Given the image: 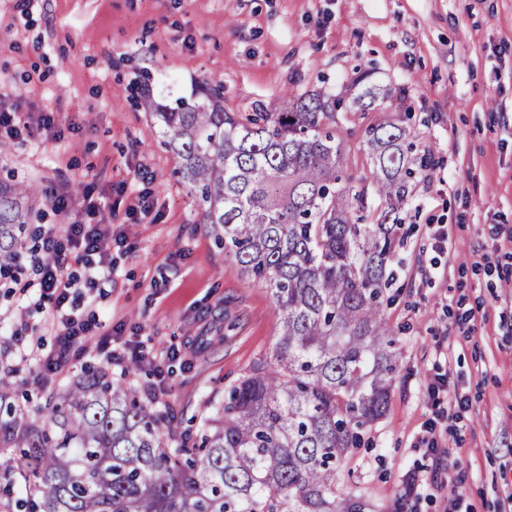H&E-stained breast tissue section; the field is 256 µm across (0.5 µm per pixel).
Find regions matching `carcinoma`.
I'll return each mask as SVG.
<instances>
[{
    "instance_id": "cac0c4a2",
    "label": "carcinoma",
    "mask_w": 512,
    "mask_h": 512,
    "mask_svg": "<svg viewBox=\"0 0 512 512\" xmlns=\"http://www.w3.org/2000/svg\"><path fill=\"white\" fill-rule=\"evenodd\" d=\"M366 79L349 102L302 94L282 110L227 112L222 86L207 81L167 106L145 100L203 223L271 291L281 315L274 366L257 364L195 438L174 446L171 420L103 369L51 393L42 424L7 406L0 446L18 452L0 478L12 512H366L364 494L336 496V479L389 404L396 214L415 171L434 167L429 150L409 155L406 127L379 117L363 131L370 176L348 172L338 112L392 111L389 90ZM370 190L389 201L373 222ZM35 195L0 185L4 279L17 272Z\"/></svg>"
}]
</instances>
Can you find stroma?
Listing matches in <instances>:
<instances>
[{
    "instance_id": "1",
    "label": "stroma",
    "mask_w": 512,
    "mask_h": 512,
    "mask_svg": "<svg viewBox=\"0 0 512 512\" xmlns=\"http://www.w3.org/2000/svg\"><path fill=\"white\" fill-rule=\"evenodd\" d=\"M406 88L405 118L435 166L417 178L399 216L396 298L385 315L399 372L369 447L341 464L337 494L363 488L370 512H512V0H0V109L54 116V132L6 140L0 181L34 186L31 227L61 220L54 191L92 190L118 242L106 329L139 343L170 369L155 397L150 366L129 365L128 384L174 414V432L200 427L224 391L270 361L279 314L203 224L179 161L131 87L150 74L158 102L197 81L224 87L232 112L305 92H344L356 72ZM367 120L350 112L341 138L355 177L370 174ZM450 229L433 248L429 225ZM0 288V362L18 366L15 402L44 418L38 368L20 362L6 330L40 328ZM179 351L168 360L167 350ZM464 400L452 406L439 459L425 453L436 417V378ZM439 469L441 487L409 498V474Z\"/></svg>"
}]
</instances>
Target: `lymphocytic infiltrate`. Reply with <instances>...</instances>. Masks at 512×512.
<instances>
[{
	"label": "lymphocytic infiltrate",
	"instance_id": "f902f5d3",
	"mask_svg": "<svg viewBox=\"0 0 512 512\" xmlns=\"http://www.w3.org/2000/svg\"><path fill=\"white\" fill-rule=\"evenodd\" d=\"M80 204L84 218L70 223L46 224L39 231L37 245L19 241L16 245L20 263L33 269L38 281L20 287L23 304L49 307L46 323L56 331L54 345L42 341H24L21 331H14L21 341L20 360L36 365L45 374L56 376L65 370L75 350L95 346L107 366L125 368L127 362L144 363L148 352L128 346H112L101 339V325L96 319H82L74 312L78 288L94 285L99 277L112 273V227L101 218L102 211L91 192H84ZM80 266L82 275L72 274L71 266Z\"/></svg>",
	"mask_w": 512,
	"mask_h": 512
}]
</instances>
